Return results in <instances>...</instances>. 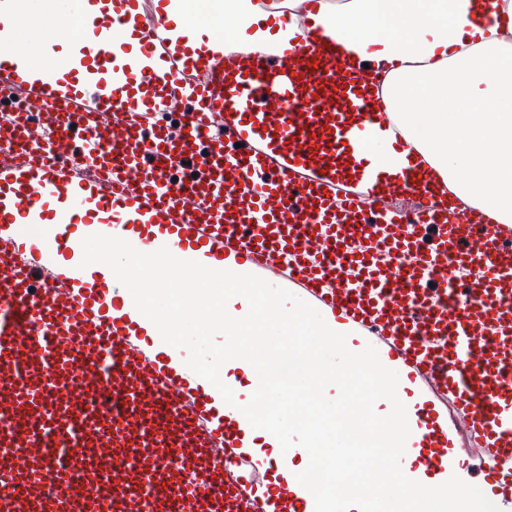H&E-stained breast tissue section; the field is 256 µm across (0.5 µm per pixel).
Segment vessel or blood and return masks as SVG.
<instances>
[{
  "instance_id": "b4317fda",
  "label": "vessel or blood",
  "mask_w": 512,
  "mask_h": 512,
  "mask_svg": "<svg viewBox=\"0 0 512 512\" xmlns=\"http://www.w3.org/2000/svg\"><path fill=\"white\" fill-rule=\"evenodd\" d=\"M91 2L72 0L57 71L0 43V89L30 107L0 126V512H315L311 493L255 486L244 414L154 349L120 284L81 267L83 238L138 228L142 249L276 282L362 337L419 396L422 464L477 461L512 512V224L421 154L380 175L367 143L399 152L406 133L358 93L362 64L326 44L194 52L162 0H117L92 54ZM128 38L138 54L115 52ZM32 139L44 154L23 149ZM20 224L48 225L47 243Z\"/></svg>"
}]
</instances>
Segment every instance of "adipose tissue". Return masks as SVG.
I'll use <instances>...</instances> for the list:
<instances>
[{"label": "adipose tissue", "mask_w": 512, "mask_h": 512, "mask_svg": "<svg viewBox=\"0 0 512 512\" xmlns=\"http://www.w3.org/2000/svg\"><path fill=\"white\" fill-rule=\"evenodd\" d=\"M277 33L259 29L260 0H224L239 41L225 51L279 53L304 33L330 36L337 59L370 62L363 84L383 83L385 109L399 115L418 151L458 197L512 223V0H321L312 28L296 16ZM69 18L52 0L21 13L16 39L40 30L53 42Z\"/></svg>", "instance_id": "obj_1"}]
</instances>
